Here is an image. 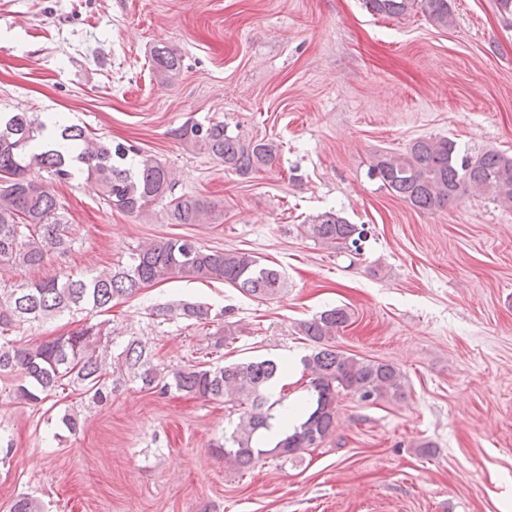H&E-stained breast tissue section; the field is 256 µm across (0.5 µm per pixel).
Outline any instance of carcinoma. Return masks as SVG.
Wrapping results in <instances>:
<instances>
[{
  "instance_id": "1",
  "label": "carcinoma",
  "mask_w": 512,
  "mask_h": 512,
  "mask_svg": "<svg viewBox=\"0 0 512 512\" xmlns=\"http://www.w3.org/2000/svg\"><path fill=\"white\" fill-rule=\"evenodd\" d=\"M373 14L399 18L414 12L432 24L453 23L449 0H365ZM156 75L171 80L181 70L182 55L175 45L152 51ZM45 124L28 112H15L0 122V267L41 269L53 252L67 248L69 226L50 181L71 177L70 162L45 145H34ZM61 136L86 166L88 178L98 185L105 203L125 213L141 216L163 207L173 224H208L224 210L207 199L173 196L171 171L145 156L137 168L127 167L134 149L112 144L82 127L64 126ZM186 149L206 153L224 163V169L246 176L273 164L279 145L273 140H253L222 121L186 123L171 131ZM381 186L413 208L428 211L457 203L470 191L487 195L512 207V156L487 151L475 158L459 157L456 143L447 137H423L403 153H380L369 168ZM308 237L325 247L340 243L357 246L364 229L335 211H324L304 225ZM171 279L222 281L258 300L276 298L283 290L282 273L259 257L237 250H211L188 238H170L147 244L129 263L83 278L34 277L0 296V375L16 373L12 397L37 405L73 388L99 404L112 394V331L100 323L86 322L68 335L38 344L12 337L22 325L50 319L66 311L107 310L112 302ZM163 315L205 325L211 309L196 303L166 308ZM350 314L333 307L299 325V334L313 343L304 356L310 373V398L301 420L270 448L260 446L258 432L273 418L269 386L281 370L270 359L221 365L185 364L168 374L159 371L146 347L130 340L117 356L116 369L147 391L171 390L200 398L222 399L239 411L238 422L212 452L239 471H247L264 456L288 457L315 449L336 428V405L342 395L365 404L397 402L405 398L406 377L394 365L357 358L336 350V333L346 327Z\"/></svg>"
}]
</instances>
